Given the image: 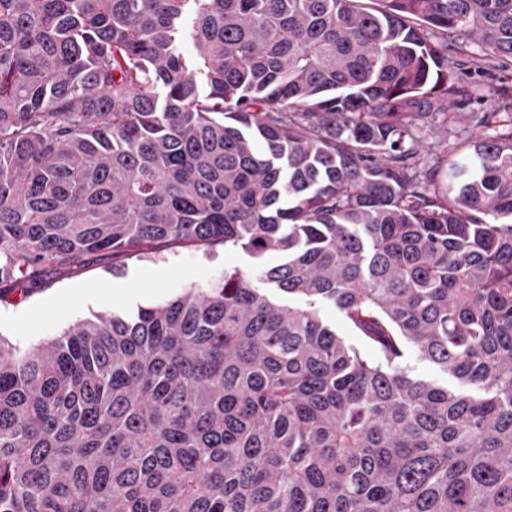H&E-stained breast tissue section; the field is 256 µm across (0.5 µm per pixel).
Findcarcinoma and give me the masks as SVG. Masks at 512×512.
<instances>
[{"label":"carcinoma","instance_id":"cac0c4a2","mask_svg":"<svg viewBox=\"0 0 512 512\" xmlns=\"http://www.w3.org/2000/svg\"><path fill=\"white\" fill-rule=\"evenodd\" d=\"M470 40L512 59V0H0V295L98 253L280 255L0 336V512H512V127L421 156ZM322 317L336 327V332L346 341L354 344L368 359H375L376 353L372 347L362 341L356 334L345 325L338 311L332 306H326L321 311ZM403 365L406 366L409 372L414 376L432 380L441 385L453 383L451 377L440 371L436 366L423 360L413 347H408Z\"/></svg>","mask_w":512,"mask_h":512}]
</instances>
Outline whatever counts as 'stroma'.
<instances>
[{
  "instance_id": "obj_1",
  "label": "stroma",
  "mask_w": 512,
  "mask_h": 512,
  "mask_svg": "<svg viewBox=\"0 0 512 512\" xmlns=\"http://www.w3.org/2000/svg\"><path fill=\"white\" fill-rule=\"evenodd\" d=\"M462 79L473 94L464 107H449L447 147L465 144L474 113L489 112L512 101V61L484 68L465 67ZM254 258L237 248L172 247L155 254L118 259L93 255L83 266L46 270L24 292L0 297V335L23 346L58 336L73 323L93 315L160 302L189 288H207L225 268L251 270Z\"/></svg>"
}]
</instances>
